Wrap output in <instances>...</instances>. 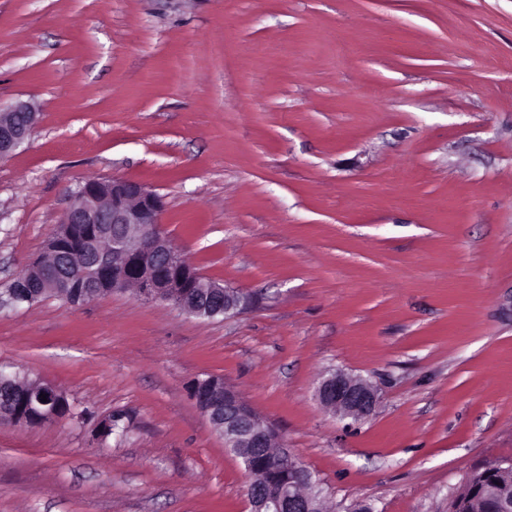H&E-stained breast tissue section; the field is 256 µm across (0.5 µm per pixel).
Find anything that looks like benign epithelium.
Instances as JSON below:
<instances>
[{
	"label": "benign epithelium",
	"mask_w": 512,
	"mask_h": 512,
	"mask_svg": "<svg viewBox=\"0 0 512 512\" xmlns=\"http://www.w3.org/2000/svg\"><path fill=\"white\" fill-rule=\"evenodd\" d=\"M37 122L35 107L25 101L0 104V159L15 151L30 136ZM163 198L144 184L125 178L88 180L71 192V204L61 221V230L74 224H100L102 229L90 239L92 245L104 240L112 251V260L98 254L92 272L99 280L112 282V291L121 292L134 285L139 295L167 302L189 314H195L192 302L196 293L189 284H201L202 275L193 270L185 256L165 238L162 229ZM209 288L224 296V315H235L248 305L238 289L211 284ZM40 388L30 395L28 406L35 408L43 422L68 414L60 400V391L52 384L36 381ZM190 394L212 428L224 439V448H242L239 456L246 471L269 447L275 431L237 393L207 390L200 379L193 381ZM317 398L327 408L356 422L370 417L379 397L366 380L337 370L317 387ZM283 456L300 475V481L288 486L257 481L247 495L250 512H322L321 500L298 490L308 484L307 469L290 448H281ZM512 465L498 461L475 472L471 491L491 493L494 512H512V491L495 481L498 473Z\"/></svg>",
	"instance_id": "obj_1"
}]
</instances>
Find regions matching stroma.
<instances>
[{"label": "stroma", "mask_w": 512, "mask_h": 512, "mask_svg": "<svg viewBox=\"0 0 512 512\" xmlns=\"http://www.w3.org/2000/svg\"><path fill=\"white\" fill-rule=\"evenodd\" d=\"M0 290L81 182L132 179L249 307L126 290L0 311V371L71 411L0 424V512H248L190 395L223 377L329 512H448L512 458V0H0ZM342 369L366 421L320 405ZM113 418L101 438V420ZM27 117L26 128L15 123V115ZM37 122V112L30 102L17 101L9 105L0 102V159L15 151L30 136ZM316 393L322 405L356 422L370 417L379 401L377 390L366 380L342 370L325 377Z\"/></svg>", "instance_id": "stroma-1"}]
</instances>
